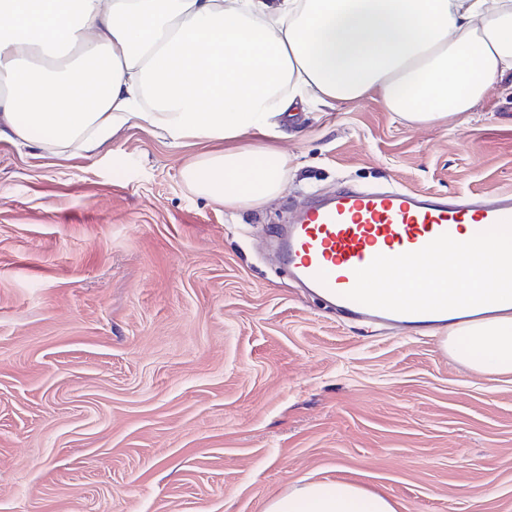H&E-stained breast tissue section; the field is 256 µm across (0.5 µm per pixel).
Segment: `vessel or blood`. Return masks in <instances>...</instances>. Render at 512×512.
I'll return each mask as SVG.
<instances>
[{
  "mask_svg": "<svg viewBox=\"0 0 512 512\" xmlns=\"http://www.w3.org/2000/svg\"><path fill=\"white\" fill-rule=\"evenodd\" d=\"M465 231L477 243L512 239V195L475 204L404 188L342 187L307 204L279 232L278 248L294 281L348 318L367 326L396 323L411 331L447 319L465 297L435 292L408 305L379 304L366 289L368 278L397 257L405 264L391 271L390 288L430 271L445 279L463 278L456 257Z\"/></svg>",
  "mask_w": 512,
  "mask_h": 512,
  "instance_id": "vessel-or-blood-1",
  "label": "vessel or blood"
}]
</instances>
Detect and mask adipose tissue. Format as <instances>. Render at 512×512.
Masks as SVG:
<instances>
[{
    "instance_id": "obj_1",
    "label": "adipose tissue",
    "mask_w": 512,
    "mask_h": 512,
    "mask_svg": "<svg viewBox=\"0 0 512 512\" xmlns=\"http://www.w3.org/2000/svg\"><path fill=\"white\" fill-rule=\"evenodd\" d=\"M512 78V0H0V140L91 156L129 125L202 143L183 175L231 210L280 196L286 113L364 98L413 126L446 122ZM512 242L476 249L444 328L481 375H512ZM263 512H396L348 480H300Z\"/></svg>"
}]
</instances>
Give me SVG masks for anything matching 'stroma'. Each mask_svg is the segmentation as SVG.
I'll return each instance as SVG.
<instances>
[{
	"label": "stroma",
	"instance_id": "35a3bbf8",
	"mask_svg": "<svg viewBox=\"0 0 512 512\" xmlns=\"http://www.w3.org/2000/svg\"><path fill=\"white\" fill-rule=\"evenodd\" d=\"M283 130L284 192L233 213L182 176L201 146L146 128L90 158L0 140V512H263L304 478L512 512V376L346 319L272 244L341 186L512 191V84L428 127L366 98Z\"/></svg>",
	"mask_w": 512,
	"mask_h": 512
}]
</instances>
